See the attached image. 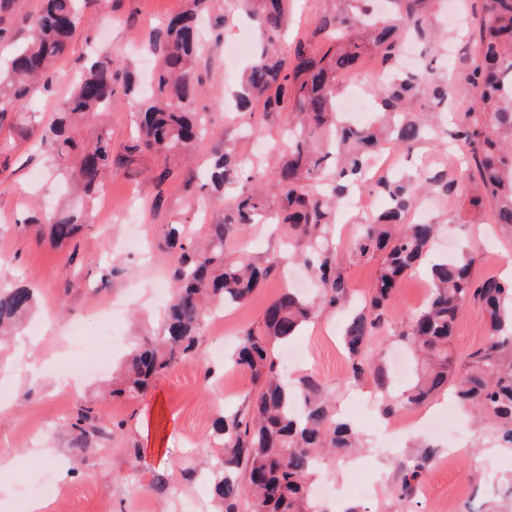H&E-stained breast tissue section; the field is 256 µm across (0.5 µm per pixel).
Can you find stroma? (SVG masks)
Wrapping results in <instances>:
<instances>
[{
  "label": "stroma",
  "mask_w": 512,
  "mask_h": 512,
  "mask_svg": "<svg viewBox=\"0 0 512 512\" xmlns=\"http://www.w3.org/2000/svg\"><path fill=\"white\" fill-rule=\"evenodd\" d=\"M42 0H10L0 10V59L9 57L26 35L28 15L40 9ZM190 0H94L89 21L74 36L69 48L54 66L51 91H35L23 104L0 122V284L35 288L38 308L24 319L9 341L0 342V386L10 391L0 404V456L15 460V471L36 466L57 483L53 512H177L181 499L208 496L209 482L198 464L204 457L219 458L222 450L213 436V423L223 413V400L240 406L251 389L248 373H225L217 349H232L242 331L261 325L268 304L291 282L288 276V245L272 224H255L225 246L232 262L245 259L277 262L279 270L268 277L244 304L236 306L220 330L204 329L196 351L168 373L154 378L146 395L116 399L112 385L120 377V361L128 351L131 317L140 320L142 334L156 331L164 310L162 301L150 288L155 275L169 276L179 257L166 248L164 231L168 224L185 225L196 240H203L206 227L224 221L228 200L211 189L186 190V176L203 175L213 156L234 147L243 158H256L267 178H274L282 160L283 142L292 120L289 112H263L255 108L246 114L226 115L225 103L238 85L242 68H227L224 52L213 49L215 37L241 38L254 33L243 15L224 22V0H211L202 19L203 48L196 73L204 85L195 109L207 117V134L196 150L164 159L152 153H127L125 146L133 133V117L124 95L112 99L100 119L81 125L82 145L92 144L98 124L112 130V169L101 195L96 196L85 224L67 245L56 247L42 239L28 219L36 213L49 214L64 203L67 194L61 172L45 160L36 143L37 129L50 125L64 99L71 93L89 55L111 56L143 77L158 65V58L146 50L154 28L170 17L187 11ZM343 0H288L285 27L276 41L282 49L312 39L315 47H328L320 36L310 38L313 20L342 8ZM465 25L453 28L452 39L441 49L436 74L450 77L448 102L456 115L469 112L473 90L467 75L478 58L476 24L481 0H449ZM401 172L423 176L435 168L466 182L469 166L464 149L441 150L423 142L412 151H399ZM169 169L170 177L155 184L154 176ZM208 198L205 216L196 212L199 198ZM427 221L438 229L437 248H463L473 259L477 278L501 274V255L512 252V237L494 223L489 208L474 207L468 197L448 198L429 194ZM366 213L351 208L339 214L332 227V239L351 289L350 307L368 298L375 281L377 260L355 258L351 247ZM428 296V279L420 272L404 277L388 308L389 327L371 345L375 361L392 365L406 344L400 333ZM345 311L324 309L300 334L306 358L297 374L317 376L327 387L339 413L351 414L357 403L368 404L354 426L363 440L355 468L365 471L371 484L369 497L352 493L354 468L340 461H325L323 482L334 485V495L324 498L327 508L352 507L354 512H396L398 481L394 464L402 452L416 443L436 447L440 463L423 479L428 496H416L411 512H426L428 500L447 503L469 491L465 505L472 512H487L490 500H503L512 485V454L489 456L496 442L488 430L463 424L457 436L429 437L425 429L402 437L397 448L384 447L377 430L384 417L382 408L388 394H400L401 383L383 393L371 382L351 386L346 378L351 360L339 336ZM112 321L121 336L112 349L110 367L82 381V395L53 388L51 367L71 354L70 326L81 322L93 330ZM487 334L482 311L476 304L459 313L448 343V355L456 368H463L470 353L479 349ZM40 366L38 378L18 385V375L30 362ZM100 411L120 429L98 447L79 451L74 432L66 427L68 417L80 406ZM59 449L70 467L43 462L37 451ZM86 463H79V455ZM168 478L167 490L153 489L155 474Z\"/></svg>",
  "instance_id": "obj_1"
}]
</instances>
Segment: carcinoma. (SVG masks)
I'll return each instance as SVG.
<instances>
[{
    "label": "carcinoma",
    "mask_w": 512,
    "mask_h": 512,
    "mask_svg": "<svg viewBox=\"0 0 512 512\" xmlns=\"http://www.w3.org/2000/svg\"><path fill=\"white\" fill-rule=\"evenodd\" d=\"M85 2L42 0L41 8L27 18L30 39L5 60L0 71V122L34 90L50 89L54 62L84 22ZM191 2L193 9L172 18L150 40L160 65L148 92H135L112 59L98 57L85 67L52 125L42 131L48 160L64 167L72 187L86 198L102 190L105 170L112 165L111 131L101 128L94 147L75 161L70 150L77 144L80 120L106 111L118 90L130 97L138 128L129 151L169 158L193 149L200 139L205 124L191 106L201 87L195 70L200 40L197 15L208 0ZM230 2L263 34L279 31L286 21V0ZM345 2L336 13L322 15L314 23V33L336 35L342 39L339 45L316 52L300 42L288 55L269 42L245 71L235 93L239 106L249 109L260 102L268 113L287 108L299 131L288 137L287 158L270 184L261 169H246L243 159L229 148L214 161L209 177L214 190L238 182L241 190L224 223L207 225L201 250L182 242L181 225H170L168 242L181 250L173 273V297L158 331L136 343L120 387L112 390L117 398L141 396L153 377L193 352L208 314L245 302L271 273V264L225 262L224 244L263 218L266 193L272 191L283 221L296 236L297 259L310 271L313 291L304 295L289 289L280 294L266 307L262 324L244 331L237 350L227 357V362L250 373L255 392L241 408L224 413L216 425L223 448L221 457L210 464L216 512H317L310 486L323 459L347 457L359 447L355 430L336 413L318 377L305 375L295 384L281 377L275 347L298 335L319 310L342 307L349 299V285L329 243L334 205L316 191L315 182L330 176L332 191L339 197L365 181L383 145L380 125L387 128L396 148H410L428 137L433 112L417 109L418 75L397 67L400 36L415 33L427 40L431 53L439 51L441 42L430 34L435 0H388L383 18L373 13L372 0ZM478 42L479 60L468 77L474 102L449 137L468 149V163L475 170V182L467 188L471 204L489 205L495 222L512 232V0H484ZM369 50L389 79L373 90L374 121L347 124L336 110L341 77L354 70ZM429 92L435 105H448V82H431ZM371 188L386 196L389 206L361 225L353 254L378 257L380 266L369 301L346 320L341 339L352 358L348 384L369 378L384 390L392 374L368 356L370 344L386 329L385 311L400 280L429 257L436 225L402 223L422 190L411 180L388 173ZM459 188L445 170L430 177L429 189L443 196ZM46 223L51 242L62 245L85 223V214L65 208ZM428 278L432 288L425 305L400 333L428 369L411 380L402 402L420 407L453 377L458 403L477 421L490 423L499 447L512 448V279H477L473 260L465 254L433 260ZM472 302L483 307L487 336L483 346L470 354L467 368L457 374L448 360V341L459 312ZM37 303L30 288L1 287L0 334L16 326ZM70 427L77 432L80 448L94 447L113 431L91 408L81 409ZM434 460L435 451L425 449L402 461L399 502L414 498Z\"/></svg>",
    "instance_id": "obj_1"
}]
</instances>
